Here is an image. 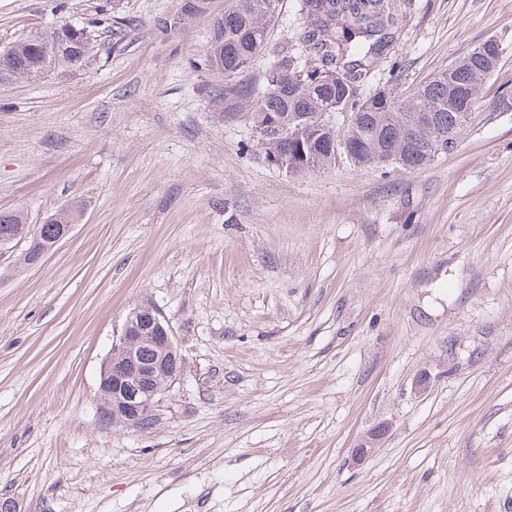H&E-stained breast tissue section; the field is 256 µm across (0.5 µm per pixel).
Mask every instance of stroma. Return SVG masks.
<instances>
[{"label": "stroma", "instance_id": "stroma-1", "mask_svg": "<svg viewBox=\"0 0 512 512\" xmlns=\"http://www.w3.org/2000/svg\"><path fill=\"white\" fill-rule=\"evenodd\" d=\"M0 0V53L62 22L79 67L0 77V502L15 512H512V0H414L373 81L503 48L429 165L289 175L201 59L224 0ZM182 354L147 431L100 416L129 312ZM425 389L415 392L416 381ZM372 453L355 460L360 445ZM78 210L70 209L67 220H60L51 218L46 221L45 224L31 225L26 224L23 215L19 212L16 213H0V237L1 235L7 233L10 237L13 235H17V241H21L22 239L32 238L34 236H39L42 239H50L55 235L56 225L60 224L59 234L49 240V242L45 243L39 238H33V240L28 241V245L30 246L29 251L35 253L37 262L41 261V259L51 250L53 249L59 242L64 240L69 236L75 224H69L71 222L76 221V217L78 215Z\"/></svg>", "mask_w": 512, "mask_h": 512}]
</instances>
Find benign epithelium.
<instances>
[{
	"label": "benign epithelium",
	"instance_id": "benign-epithelium-1",
	"mask_svg": "<svg viewBox=\"0 0 512 512\" xmlns=\"http://www.w3.org/2000/svg\"><path fill=\"white\" fill-rule=\"evenodd\" d=\"M72 229L71 224L60 225L59 234L49 242L39 238L29 241V251L35 253L36 260H41L68 237ZM141 343L157 350L154 359L146 360L140 355L136 347ZM181 360L172 328L159 310L131 312L101 370L99 392L103 418L134 428L144 418L152 416L158 404V391L152 388L157 373L166 370L170 376H176Z\"/></svg>",
	"mask_w": 512,
	"mask_h": 512
}]
</instances>
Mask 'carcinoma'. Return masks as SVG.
I'll list each match as a JSON object with an SVG mask.
<instances>
[{
    "mask_svg": "<svg viewBox=\"0 0 512 512\" xmlns=\"http://www.w3.org/2000/svg\"><path fill=\"white\" fill-rule=\"evenodd\" d=\"M412 0H299V29L294 39L268 46L277 0H225L224 16L213 24L204 64L224 74V113L249 116L266 158L290 174H308L336 162L332 141H349L357 168L392 163L414 171L426 166L427 150L448 152V141H458L471 113L457 100L473 106L481 87L499 64L488 50L470 51L409 96L383 85L365 96L377 66L388 58L404 14ZM90 37L85 27L64 24L51 38L16 45L0 56L12 75L35 78L56 60L81 64ZM272 54L265 73L267 89L258 95L247 72L262 53ZM348 112L354 122L337 126L336 117ZM429 112L433 120L411 127L414 116ZM50 219L38 226L23 215L0 213V236L50 239L56 225L76 221Z\"/></svg>",
    "mask_w": 512,
    "mask_h": 512,
    "instance_id": "cac0c4a2",
    "label": "carcinoma"
}]
</instances>
